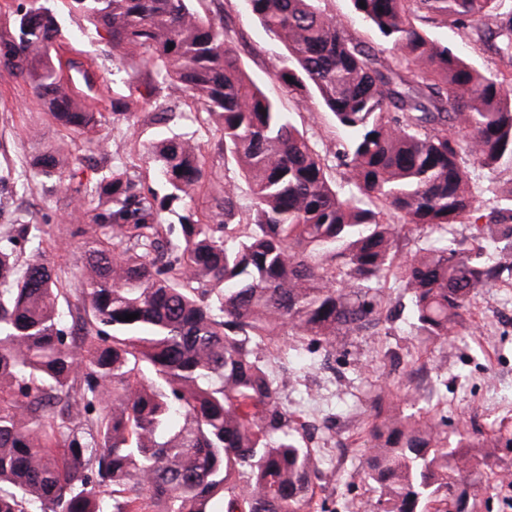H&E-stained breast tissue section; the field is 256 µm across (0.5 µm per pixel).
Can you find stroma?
Returning a JSON list of instances; mask_svg holds the SVG:
<instances>
[{
  "label": "stroma",
  "mask_w": 512,
  "mask_h": 512,
  "mask_svg": "<svg viewBox=\"0 0 512 512\" xmlns=\"http://www.w3.org/2000/svg\"><path fill=\"white\" fill-rule=\"evenodd\" d=\"M201 11L210 17L231 15L247 44L242 55L246 71L266 94L295 112L317 151L332 154L340 136L332 117L319 106L296 104L275 79L283 52L241 0H205ZM507 14H512V0H502L498 17L479 20L476 29H495L499 16ZM58 22L63 57L93 74L96 84L87 105L103 119L86 133L69 132L49 118L22 78L0 64V226L42 225L46 258L68 280L77 249L86 239L68 237L65 230L76 223L93 226L92 213L74 218L77 198L107 174L113 162L123 163L130 174L146 175L144 147L153 140L156 127L145 112L133 127L113 119V98L128 92L126 73L116 69L105 40L82 13L59 8ZM476 29L436 25L432 31L477 65L498 68V59L477 42ZM155 105L171 114L173 132L195 134L206 148L208 177L203 193L193 201L169 199L166 187H153L164 223L177 224L188 210H204L212 198L222 196L225 183L236 180L237 167L218 149L217 124L191 121L179 94L161 91ZM53 150L67 155L68 176L61 181L33 177L25 189H16L18 174ZM466 326L464 336L423 340L414 335L404 314L381 323L376 335L337 337L328 369L309 367L307 352L294 350L289 336L279 349L264 351L270 369L291 380L282 392L283 404L298 422L315 429L311 446L323 463L325 512H357L360 504L373 499L364 473L369 427L375 413L404 411L403 395L416 387L432 390L433 415L446 419L449 427L473 425L485 436L512 438V276L503 275L476 295ZM470 482L479 512H512V447L499 448L494 469H480Z\"/></svg>",
  "instance_id": "stroma-1"
}]
</instances>
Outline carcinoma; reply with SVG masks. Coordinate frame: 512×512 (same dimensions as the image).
<instances>
[{"mask_svg":"<svg viewBox=\"0 0 512 512\" xmlns=\"http://www.w3.org/2000/svg\"><path fill=\"white\" fill-rule=\"evenodd\" d=\"M60 2L105 31L113 60L131 61V93L112 115L136 117L131 106L163 87L180 93L219 124L252 204L236 222L230 181L214 209L164 224L142 179L115 163L78 200L95 230L71 291L30 225L0 231V512H316L321 461L258 350L286 332L308 343L310 364L321 349L328 361L336 335L391 314L389 277L408 293L417 335L460 334L470 296L505 271L499 243L512 241V185L497 191L486 234L467 247L448 238L476 211L467 164L512 171V17L478 34L508 64L491 70L421 22L468 28L500 0H352L400 51L390 58L324 0H243L284 51L276 79L342 132L333 185L327 156L246 72L225 19L192 0ZM61 41L55 12L27 0L0 61L82 134L102 113L60 74ZM146 153L172 197L204 186L193 136L161 132ZM67 166L59 154L33 163L45 177ZM408 224L438 233L422 255L399 248ZM369 441L371 512H450L495 447L465 427L447 439L413 414L373 424Z\"/></svg>","mask_w":512,"mask_h":512,"instance_id":"carcinoma-1","label":"carcinoma"}]
</instances>
